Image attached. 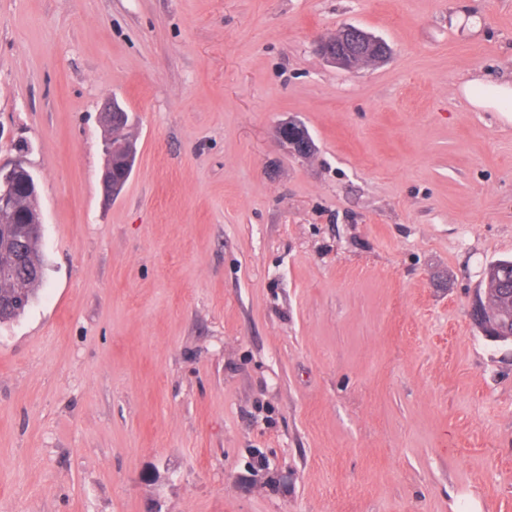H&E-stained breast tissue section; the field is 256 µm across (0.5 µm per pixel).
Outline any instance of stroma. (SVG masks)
I'll return each instance as SVG.
<instances>
[{"label":"stroma","instance_id":"35a3bbf8","mask_svg":"<svg viewBox=\"0 0 512 512\" xmlns=\"http://www.w3.org/2000/svg\"><path fill=\"white\" fill-rule=\"evenodd\" d=\"M348 24L390 58L326 63ZM474 77L512 78V0H0L46 263L0 326V512H512V344L470 317L512 126ZM98 119L100 126L111 130L109 135L104 136L106 154H127V160L131 162L135 148L134 138L127 136L132 126L127 111L117 101L107 98L101 105ZM112 129L115 131L113 134ZM289 130H293V136L285 135V132H289ZM275 133L292 154L304 158L313 154L309 132L300 122L288 120V122L281 123L276 127ZM125 162L126 161L123 155H116V157H113L112 160V173L111 169H108L105 166L102 169L100 175V183L104 196L107 199L117 197V195L120 193V190H118L120 187H114L113 184L122 182V185L124 186L127 182Z\"/></svg>","mask_w":512,"mask_h":512}]
</instances>
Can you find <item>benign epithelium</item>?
I'll return each instance as SVG.
<instances>
[{"label": "benign epithelium", "instance_id": "7a95c632", "mask_svg": "<svg viewBox=\"0 0 512 512\" xmlns=\"http://www.w3.org/2000/svg\"><path fill=\"white\" fill-rule=\"evenodd\" d=\"M337 33L342 35L339 41L333 34L318 37L316 50L328 62L342 69L350 71L364 64H378L390 53V47L383 39L358 27L346 26ZM98 119L100 126L113 130L104 136L106 153L125 154L127 160H132L134 138L129 136L131 123L127 111L117 101L107 98L101 105ZM275 133L292 154L304 158L313 154L309 132L300 122H284L276 127ZM24 153L26 150L21 148L12 163L0 165V211L16 208V196L10 188V180L15 172L26 169Z\"/></svg>", "mask_w": 512, "mask_h": 512}]
</instances>
